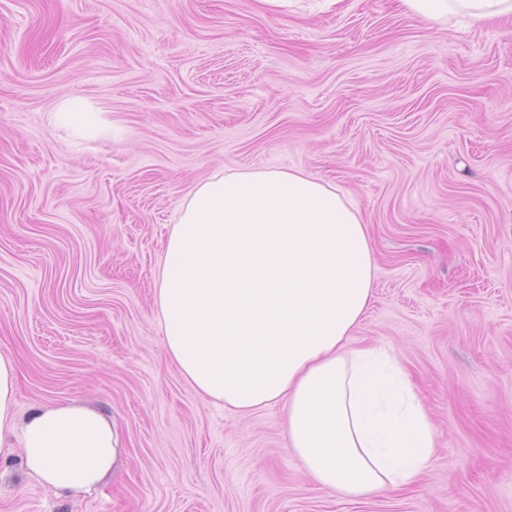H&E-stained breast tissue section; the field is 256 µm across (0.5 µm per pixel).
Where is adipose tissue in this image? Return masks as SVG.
<instances>
[{"label": "adipose tissue", "instance_id": "adipose-tissue-1", "mask_svg": "<svg viewBox=\"0 0 512 512\" xmlns=\"http://www.w3.org/2000/svg\"><path fill=\"white\" fill-rule=\"evenodd\" d=\"M430 26L512 14V0H400ZM374 260L359 213L300 172L217 174L168 237L155 290L168 358L205 400L238 414L282 402L290 452L319 486L352 500L414 484L436 447L397 355L350 340L372 297ZM17 371L0 355V456L60 494L94 489L120 440L69 402L16 418Z\"/></svg>", "mask_w": 512, "mask_h": 512}]
</instances>
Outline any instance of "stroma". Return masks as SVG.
<instances>
[{"label": "stroma", "instance_id": "stroma-1", "mask_svg": "<svg viewBox=\"0 0 512 512\" xmlns=\"http://www.w3.org/2000/svg\"><path fill=\"white\" fill-rule=\"evenodd\" d=\"M84 99L103 130L50 121ZM301 172L367 226L355 347L394 351L434 428L418 482L359 502L306 477L284 407L203 400L155 288L215 174ZM17 416L75 402L123 453L62 496L0 463V512H512V17L427 26L397 0H0V355Z\"/></svg>", "mask_w": 512, "mask_h": 512}]
</instances>
